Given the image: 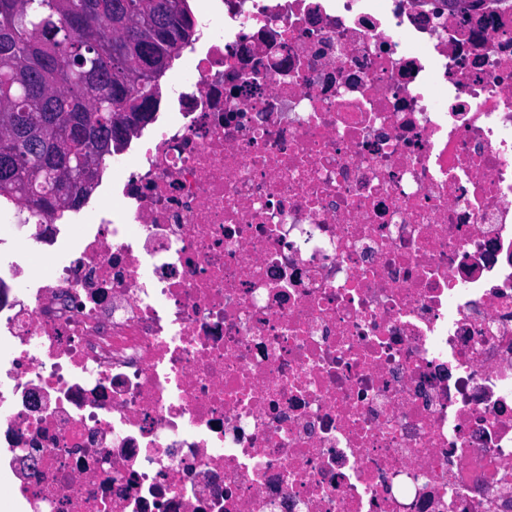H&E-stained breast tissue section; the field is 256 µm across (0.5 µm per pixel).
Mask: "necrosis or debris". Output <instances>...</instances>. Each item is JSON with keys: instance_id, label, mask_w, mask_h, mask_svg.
Masks as SVG:
<instances>
[{"instance_id": "4bbe7bcc", "label": "necrosis or debris", "mask_w": 512, "mask_h": 512, "mask_svg": "<svg viewBox=\"0 0 512 512\" xmlns=\"http://www.w3.org/2000/svg\"><path fill=\"white\" fill-rule=\"evenodd\" d=\"M220 3L0 209V512H512V0Z\"/></svg>"}]
</instances>
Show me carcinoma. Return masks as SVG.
<instances>
[{"label": "carcinoma", "instance_id": "1", "mask_svg": "<svg viewBox=\"0 0 512 512\" xmlns=\"http://www.w3.org/2000/svg\"><path fill=\"white\" fill-rule=\"evenodd\" d=\"M192 26L187 0H0V204L78 207Z\"/></svg>", "mask_w": 512, "mask_h": 512}]
</instances>
